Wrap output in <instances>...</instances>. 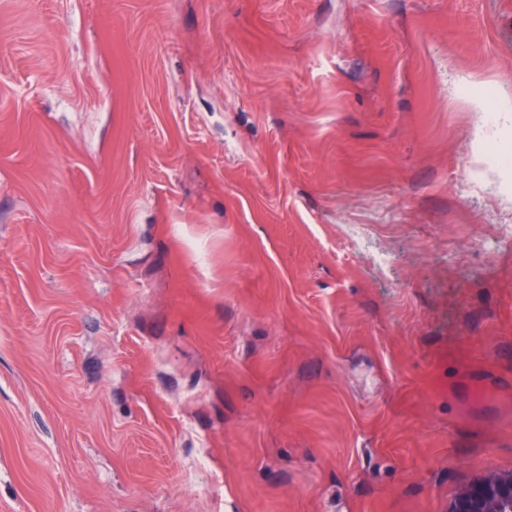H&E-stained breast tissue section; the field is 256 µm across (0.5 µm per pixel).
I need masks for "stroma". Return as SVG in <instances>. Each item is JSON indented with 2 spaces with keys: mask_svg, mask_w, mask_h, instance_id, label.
Wrapping results in <instances>:
<instances>
[{
  "mask_svg": "<svg viewBox=\"0 0 512 512\" xmlns=\"http://www.w3.org/2000/svg\"><path fill=\"white\" fill-rule=\"evenodd\" d=\"M505 99L512 0H0V512L512 471Z\"/></svg>",
  "mask_w": 512,
  "mask_h": 512,
  "instance_id": "obj_1",
  "label": "stroma"
}]
</instances>
